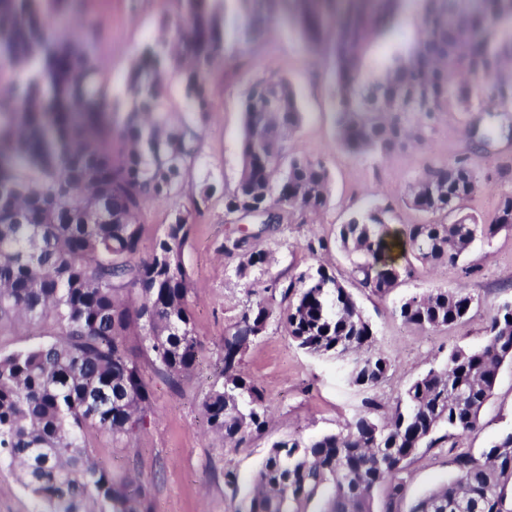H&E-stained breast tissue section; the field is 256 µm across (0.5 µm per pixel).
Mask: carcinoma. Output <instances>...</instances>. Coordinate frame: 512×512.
<instances>
[{"instance_id": "carcinoma-1", "label": "carcinoma", "mask_w": 512, "mask_h": 512, "mask_svg": "<svg viewBox=\"0 0 512 512\" xmlns=\"http://www.w3.org/2000/svg\"><path fill=\"white\" fill-rule=\"evenodd\" d=\"M70 5L0 0V85L9 86L0 95V336L28 323L45 325L50 336L0 351V463L19 469L38 512H150L149 486L99 467L89 436L108 432L120 447L144 423L150 393L140 353L169 376L190 371L197 359L182 260L192 213L167 225L143 258L136 216L149 198L178 195L195 155L193 134L169 130L156 116L162 78L180 71L188 109L210 111L207 77L224 63L226 20L217 0H176L175 18L163 22L176 50L144 49L131 74L136 105L117 128L105 116L97 57L58 44L46 22L49 14L68 15ZM238 7L250 19L247 33L287 18L314 51L327 52L337 138L352 154L403 150L443 112L512 104V89L467 82L468 73L486 68L512 71V34L502 30L512 23V0H422L421 38L391 59L381 79L365 69L364 56L372 37L391 27L399 0H238ZM271 100L275 112L267 111ZM243 112V168L225 193V211L265 229L322 211L328 169L288 149L287 136L302 122L290 83L252 85ZM480 184L468 154L430 160L407 203L452 222L407 224L393 234L379 205L352 214L338 226L336 248L350 259L353 278L387 294L411 274L394 248L423 264L457 265L475 240L489 243L512 229L511 194L490 224L463 213ZM249 240L224 242V251L242 257V276L269 262ZM269 288L288 302L283 320L298 348L350 356L354 385L370 391L381 384L389 360L375 351L372 325L335 274L320 264ZM474 303L460 289L438 288L402 300L396 313L436 329L465 319ZM273 313L261 301L241 315L224 337V381L202 403L209 425L237 447L265 424L261 390L239 364ZM132 333L141 337L138 352L127 344ZM484 335L477 349L451 350L387 411L369 397L337 433L274 442L244 512H512V429L477 455L458 444L481 429L499 371L512 362V301L493 309ZM450 439L454 477L408 498L405 473L418 450Z\"/></svg>"}]
</instances>
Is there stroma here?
Returning a JSON list of instances; mask_svg holds the SVG:
<instances>
[{
  "mask_svg": "<svg viewBox=\"0 0 512 512\" xmlns=\"http://www.w3.org/2000/svg\"><path fill=\"white\" fill-rule=\"evenodd\" d=\"M228 24L224 31L226 62L208 80L210 111H187L180 73H167L161 103L168 126L194 131L195 159L178 196L146 202L139 215L144 246L163 235L167 224L185 209L200 207L183 250V263L192 280L189 295L195 334L201 344L194 368L172 378L159 372L149 356H141L144 379L151 393L145 423L123 448L112 445L108 433L93 434L96 463L113 477L144 482L151 487V512H240L252 491L251 477L271 445L281 439L308 441L341 430L363 411L367 396L391 406L397 394L433 364L445 361L456 347L476 348L484 341L490 311L512 300V232L492 242L475 241L463 265H416L413 274L391 294L381 296L359 287L350 277L348 257L330 250L314 259L305 248L311 237L333 238L338 224L369 205L390 206L392 229L424 221L405 194L428 160L453 161L470 154L484 175L480 189L466 203L467 212L491 222L503 194L512 191V137H497L477 149L468 129L498 125L503 117L492 106L472 112H447L424 142L387 157L355 156L336 138L335 104L330 62L308 49L286 22L271 33L247 40L236 24V0H223ZM76 15L91 23L93 51L113 124H122L134 106L130 75L136 57L148 46L163 42L159 23L173 16L175 0H76ZM421 4L406 0L391 31L377 34L366 50L367 70L382 72L396 53L408 52L420 31ZM284 79L295 88L303 112L290 146L296 154L320 159L330 174L328 204L321 212L295 218L253 238L251 247L269 253L268 265L249 276L236 273L240 258L224 252V241L240 236L252 221L226 214L224 193L236 185L243 167V101L250 87L262 80ZM322 264L349 288L375 332L377 352L390 362L385 381L374 393L354 385L348 359L312 356L291 339L278 313L242 356L241 373L263 394L267 422L245 444L233 447L208 424L202 403L221 379L224 338L247 309L265 299L271 281L296 275ZM438 288H461L479 305L462 322L428 331L403 322L394 312L412 294ZM482 429L465 440L480 451L512 428V364H504L493 394L480 415ZM239 476L238 490L224 485L225 471ZM410 493L448 480L453 474L447 448H424L409 466Z\"/></svg>",
  "mask_w": 512,
  "mask_h": 512,
  "instance_id": "obj_1",
  "label": "stroma"
}]
</instances>
